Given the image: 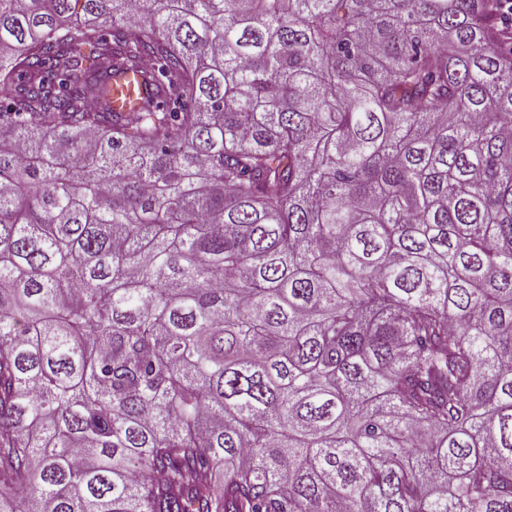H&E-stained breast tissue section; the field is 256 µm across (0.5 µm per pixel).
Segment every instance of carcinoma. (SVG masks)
Instances as JSON below:
<instances>
[{
    "label": "carcinoma",
    "mask_w": 512,
    "mask_h": 512,
    "mask_svg": "<svg viewBox=\"0 0 512 512\" xmlns=\"http://www.w3.org/2000/svg\"><path fill=\"white\" fill-rule=\"evenodd\" d=\"M0 512H512L497 0H0ZM136 81L138 82L139 92L142 95L144 87L139 77H136V80H134L132 75H128L118 81V85L112 91V106L114 108L126 112L136 103Z\"/></svg>",
    "instance_id": "obj_1"
}]
</instances>
